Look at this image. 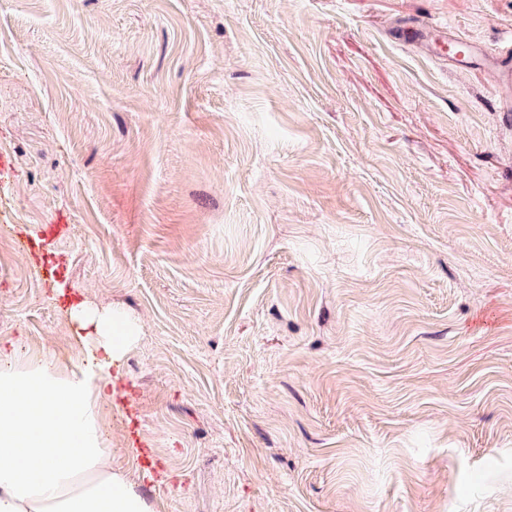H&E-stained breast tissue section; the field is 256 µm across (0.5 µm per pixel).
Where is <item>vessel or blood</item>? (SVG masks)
Returning <instances> with one entry per match:
<instances>
[{"mask_svg": "<svg viewBox=\"0 0 512 512\" xmlns=\"http://www.w3.org/2000/svg\"><path fill=\"white\" fill-rule=\"evenodd\" d=\"M395 40L410 41L422 47L438 46L447 48L448 61L457 67L480 64L483 68L494 72L501 85L506 87L508 94L501 107V119L506 126H512V50L506 49L490 54L475 41L466 39L448 31L431 32L418 25H405L396 29ZM61 237V227L57 224L40 225L37 232L25 236L22 248L38 259L37 273L39 276L60 280L65 270L64 259L55 249Z\"/></svg>", "mask_w": 512, "mask_h": 512, "instance_id": "1", "label": "vessel or blood"}]
</instances>
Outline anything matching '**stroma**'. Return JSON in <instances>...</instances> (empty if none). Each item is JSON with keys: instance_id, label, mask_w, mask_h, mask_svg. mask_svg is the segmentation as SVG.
<instances>
[{"instance_id": "obj_1", "label": "stroma", "mask_w": 512, "mask_h": 512, "mask_svg": "<svg viewBox=\"0 0 512 512\" xmlns=\"http://www.w3.org/2000/svg\"><path fill=\"white\" fill-rule=\"evenodd\" d=\"M406 22L512 46V0H0V225L139 319L156 512H512V128ZM10 340L83 364L0 234ZM60 238V225L42 224L34 235H27L22 241L23 250L38 259L37 274L59 282L66 269L63 256L54 247Z\"/></svg>"}]
</instances>
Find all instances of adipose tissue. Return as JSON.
Masks as SVG:
<instances>
[{
	"label": "adipose tissue",
	"instance_id": "ef3b65f1",
	"mask_svg": "<svg viewBox=\"0 0 512 512\" xmlns=\"http://www.w3.org/2000/svg\"><path fill=\"white\" fill-rule=\"evenodd\" d=\"M88 365L19 364L0 348V512H154L129 472L113 468L95 407L111 400L140 322L124 309L67 301Z\"/></svg>",
	"mask_w": 512,
	"mask_h": 512
}]
</instances>
